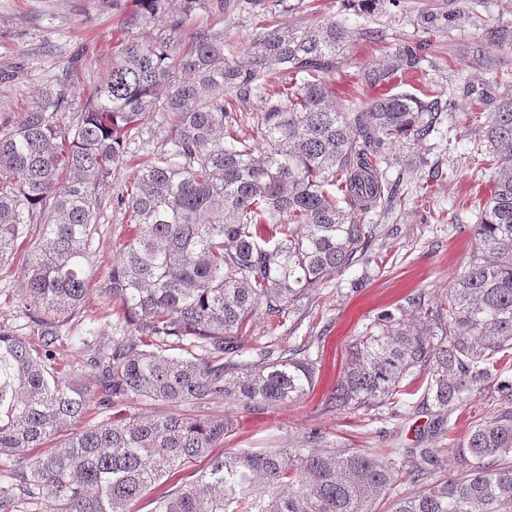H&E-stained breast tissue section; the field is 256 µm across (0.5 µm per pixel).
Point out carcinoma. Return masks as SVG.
Instances as JSON below:
<instances>
[{"label":"carcinoma","mask_w":512,"mask_h":512,"mask_svg":"<svg viewBox=\"0 0 512 512\" xmlns=\"http://www.w3.org/2000/svg\"><path fill=\"white\" fill-rule=\"evenodd\" d=\"M133 26L166 0H138ZM205 3L258 16L261 0ZM176 20L148 44L122 46L118 61L67 125L64 94L47 95L0 134V263L22 224L42 225L44 244L27 265L25 308L42 343L35 348L0 329V453L21 455L83 418L88 389L51 371L56 318L78 310L87 293L85 264L97 219V189L142 146L147 112L167 126L165 150L114 197L126 233L100 292L112 299L117 336L81 338L96 371L101 403L141 401L205 406L224 399L269 410L300 400L316 375L319 337H278L259 363L241 360L240 335L262 313L272 328L309 292L361 260L376 227L356 211L391 208L397 193L381 160L394 142L427 138L438 96L397 93L351 103L333 99L331 75L350 31L311 13L294 26L261 17L253 51L241 65L224 53V31L188 39ZM512 51V29L488 32ZM406 51L363 73L390 82L418 66ZM259 98L264 107L248 109ZM501 161L494 190L473 225L475 251L448 294H415L366 323L346 352L330 409L400 416L414 380L426 381L432 417L426 445L374 453L317 439L255 454L216 453L231 423L181 415L130 416L84 429L19 468L0 484V512H20L44 495L65 512H128L165 477L200 458L194 480L173 484L155 512H369L397 482L412 487L387 512H512V94L484 128ZM198 349L172 355L183 342ZM503 394L492 415L470 422L453 449L459 470L438 464L432 442L449 416L490 389Z\"/></svg>","instance_id":"cac0c4a2"}]
</instances>
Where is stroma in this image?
Masks as SVG:
<instances>
[{
    "instance_id": "obj_1",
    "label": "stroma",
    "mask_w": 512,
    "mask_h": 512,
    "mask_svg": "<svg viewBox=\"0 0 512 512\" xmlns=\"http://www.w3.org/2000/svg\"><path fill=\"white\" fill-rule=\"evenodd\" d=\"M311 6L321 17L344 21L354 33L333 76L339 104L349 105L360 95L372 100L393 94V87L387 85L359 88L357 75L384 56L411 48L421 58V70L403 83V90L416 95L435 90L443 106L437 133L420 142L400 141L389 152L382 169L387 180L398 184L403 202L386 213H360L361 222L377 227L366 259L329 278L295 305L277 332H270L265 316L259 314L240 340L243 360L254 363L272 336L290 343L318 337L314 385L298 402L267 411L221 399L203 407L119 398L102 408L93 401L74 431L134 414L218 417L232 424L224 437V452L251 453L296 445L315 433L323 446L409 448L415 446L418 431L430 423V414L423 410L384 424L370 421L363 411H329L326 404L343 371L348 345L369 320L414 293L446 295L471 260V227L491 194L498 166L478 126L469 119L470 101L478 99L482 112H493L507 89L501 75L512 74L511 52L491 49V56L501 64L494 70L478 63L473 50L488 29L512 27V7L506 0H375L365 7L356 0H281L272 10L273 21L280 26L298 23ZM136 8L135 0H0V131L11 129L21 112L62 85L67 88V104L57 118L69 123L117 61L123 42L156 40L180 17L185 20L184 35L202 27L220 28L233 59L245 60L251 52L254 23L248 14L228 12L219 19L201 7L188 14L181 0H166L150 22L125 27ZM430 13L437 17L431 25L424 21ZM376 29L382 31V41L367 38V31ZM143 133L146 144L136 160L113 169L97 190L100 209L86 266L88 294L78 311L64 315L52 362L61 379H81L90 389L96 386L95 372L77 339L93 324L103 335L112 333L106 324L112 302L100 294L117 257L114 240L122 224L112 198L138 165L162 150L165 131L159 114H146ZM41 242V225H24L15 254L0 265V327L29 341L35 331L24 308L26 261L32 247ZM495 405L486 396L468 401L449 417L448 432L437 442L441 467L457 471L453 448L465 439L470 422L491 415Z\"/></svg>"
}]
</instances>
